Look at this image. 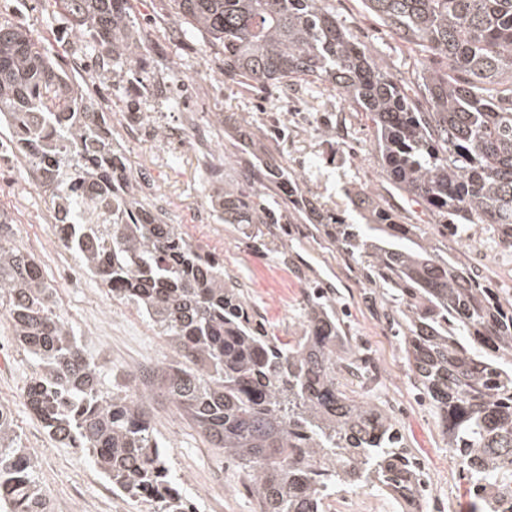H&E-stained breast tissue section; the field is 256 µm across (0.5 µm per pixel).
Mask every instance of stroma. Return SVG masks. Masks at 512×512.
<instances>
[{
    "label": "stroma",
    "instance_id": "1",
    "mask_svg": "<svg viewBox=\"0 0 512 512\" xmlns=\"http://www.w3.org/2000/svg\"><path fill=\"white\" fill-rule=\"evenodd\" d=\"M131 5L135 34L143 39L152 71L149 86L136 99L143 111L160 115L151 137L125 147L133 175L153 173L156 190L169 200V223L182 225L194 243L223 257L225 271L245 289L272 335H294L305 291L326 290L345 323V351L366 347L372 352L381 374L376 396L430 484L426 512H461L466 484L457 461L431 406L412 384L380 303L369 300L377 287L365 271L323 246L317 228L299 219L290 224H200L195 219L208 202L215 162L222 164L225 180L235 181L242 172L275 160L296 172L306 194L328 208L347 206L349 180L387 196L369 121L332 90L287 97L226 82L221 60L205 53L202 36L182 34L169 0H132ZM333 5L353 38L386 58L398 80L412 88L420 84L415 53L368 14L361 0H334ZM4 19L43 37L57 65L89 96L103 98L105 109L129 106L138 64L116 69L112 81L100 79L86 36L67 26L53 0H0ZM191 117L210 128L209 161H202L187 127ZM334 118L348 133L340 148L319 133ZM0 211L12 218L17 244L33 252L55 288L58 311L87 355L131 386L139 384L142 369L160 366L165 352L153 326L135 306L111 299L101 281L82 270L77 254L54 235L51 205L35 185L30 163L5 150H0ZM448 248L468 267L491 273L498 287L512 288V262L498 260L481 235L466 246L449 242ZM0 356L7 362L0 370V403L13 412L21 443L49 495L50 512H153L150 504L114 493L84 451L51 440L26 408L24 387L35 367L1 315ZM148 407L158 438L170 449L168 464L185 479L184 490L197 512H254L240 472L222 450L210 447L164 397L150 395Z\"/></svg>",
    "mask_w": 512,
    "mask_h": 512
}]
</instances>
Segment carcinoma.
Wrapping results in <instances>:
<instances>
[{
  "mask_svg": "<svg viewBox=\"0 0 512 512\" xmlns=\"http://www.w3.org/2000/svg\"><path fill=\"white\" fill-rule=\"evenodd\" d=\"M96 41V62L133 61L142 44L130 0H53ZM187 32L224 56V78L254 87L331 88L365 114L382 173L451 237L481 226L512 252V0H362L421 56V94L392 80L355 42L332 0H171ZM34 162L57 238L85 271L134 305L172 354L144 389L104 387L57 313L54 288L0 212V311L31 356L23 398L55 442L88 452L129 499L154 512H197L171 473L147 410L157 391L240 470L256 512H331L347 490L388 495L423 512L421 465L375 401L367 351L340 353L344 329L318 290L284 341L251 311L224 264L195 245L131 186L128 158L96 120L81 85L51 62L44 42L0 21V127ZM295 216L318 224L380 288L414 387L428 401L462 469L468 512H512V290L461 266L420 224L373 195L345 188L355 223L319 207L298 175L280 169ZM213 209L226 224H279L260 194L215 174ZM0 512H49L11 409L0 404Z\"/></svg>",
  "mask_w": 512,
  "mask_h": 512,
  "instance_id": "obj_1",
  "label": "carcinoma"
}]
</instances>
